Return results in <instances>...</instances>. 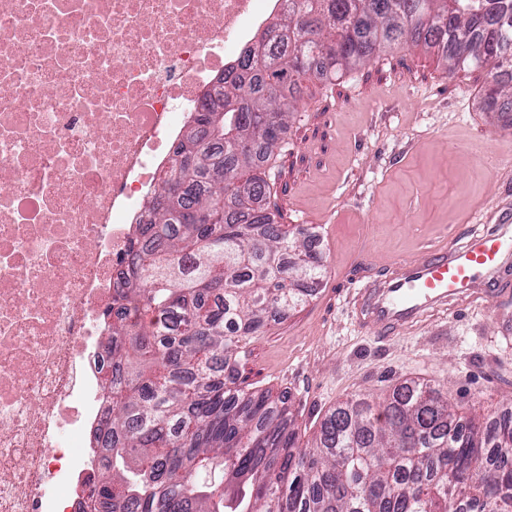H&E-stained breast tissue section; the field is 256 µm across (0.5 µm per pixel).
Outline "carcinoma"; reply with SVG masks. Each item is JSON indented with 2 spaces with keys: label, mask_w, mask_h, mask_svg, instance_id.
<instances>
[{
  "label": "carcinoma",
  "mask_w": 512,
  "mask_h": 512,
  "mask_svg": "<svg viewBox=\"0 0 512 512\" xmlns=\"http://www.w3.org/2000/svg\"><path fill=\"white\" fill-rule=\"evenodd\" d=\"M278 37L203 97L117 273L92 512H512L511 409L460 416L447 387L410 379L352 395L306 439L284 398L237 385L250 341L325 273L315 228L270 207L302 85L421 47L451 75L484 71L486 111L508 114L512 0H289Z\"/></svg>",
  "instance_id": "1"
}]
</instances>
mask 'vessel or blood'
Masks as SVG:
<instances>
[{
    "mask_svg": "<svg viewBox=\"0 0 512 512\" xmlns=\"http://www.w3.org/2000/svg\"><path fill=\"white\" fill-rule=\"evenodd\" d=\"M509 294L512 219L504 215L465 245L446 238L421 258L397 260L383 275L366 276L352 313L361 328L391 337L423 325L447 305L484 306Z\"/></svg>",
    "mask_w": 512,
    "mask_h": 512,
    "instance_id": "b4317fda",
    "label": "vessel or blood"
}]
</instances>
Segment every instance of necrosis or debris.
<instances>
[{"label":"necrosis or debris","mask_w":512,"mask_h":512,"mask_svg":"<svg viewBox=\"0 0 512 512\" xmlns=\"http://www.w3.org/2000/svg\"><path fill=\"white\" fill-rule=\"evenodd\" d=\"M287 0H0V512H86L113 279L214 77Z\"/></svg>","instance_id":"necrosis-or-debris-1"}]
</instances>
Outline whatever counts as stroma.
<instances>
[{
	"label": "stroma",
	"instance_id": "obj_1",
	"mask_svg": "<svg viewBox=\"0 0 512 512\" xmlns=\"http://www.w3.org/2000/svg\"><path fill=\"white\" fill-rule=\"evenodd\" d=\"M484 73L448 75L419 49L382 53L300 95L270 170L284 224L316 228L327 268L302 307L269 318L238 360V384L285 395L306 436L355 393L408 378L447 384L459 413L512 407V302L439 312L390 339L350 316L363 270L458 243L512 209V126L483 111Z\"/></svg>",
	"mask_w": 512,
	"mask_h": 512
}]
</instances>
